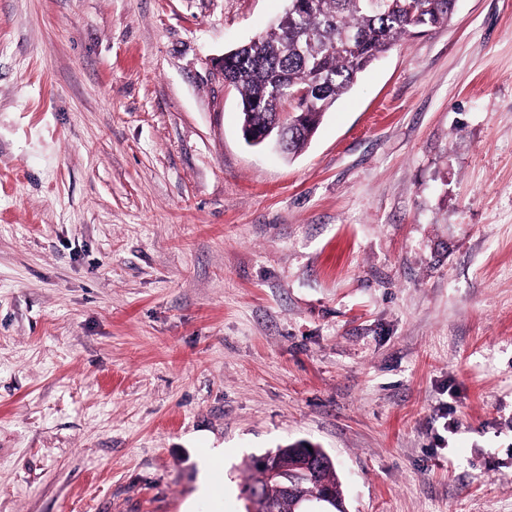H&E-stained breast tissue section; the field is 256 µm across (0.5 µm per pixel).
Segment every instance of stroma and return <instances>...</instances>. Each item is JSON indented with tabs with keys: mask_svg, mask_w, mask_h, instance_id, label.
<instances>
[{
	"mask_svg": "<svg viewBox=\"0 0 512 512\" xmlns=\"http://www.w3.org/2000/svg\"><path fill=\"white\" fill-rule=\"evenodd\" d=\"M287 6L0 0V512H246L296 442L347 512H512V0L291 158L212 66ZM327 458L329 455L322 448L312 447V451L300 459L294 468L298 470L297 474L314 480ZM251 470L252 472L247 474L244 478L242 489L244 495L248 491H251L253 487L259 486L263 489L268 503L278 506L279 510H285L286 504L281 501L282 494L277 480L272 479L266 470L261 469L256 465V458L252 461Z\"/></svg>",
	"mask_w": 512,
	"mask_h": 512,
	"instance_id": "35a3bbf8",
	"label": "stroma"
}]
</instances>
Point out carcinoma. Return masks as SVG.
<instances>
[{"mask_svg": "<svg viewBox=\"0 0 512 512\" xmlns=\"http://www.w3.org/2000/svg\"><path fill=\"white\" fill-rule=\"evenodd\" d=\"M455 2L288 0L269 30L224 57V82L240 95L243 132L284 135L286 153L297 154L368 65L400 39L448 22ZM302 455L301 444L266 453L281 468ZM255 486L267 502L285 509L277 480L254 464L243 492Z\"/></svg>", "mask_w": 512, "mask_h": 512, "instance_id": "carcinoma-1", "label": "carcinoma"}]
</instances>
